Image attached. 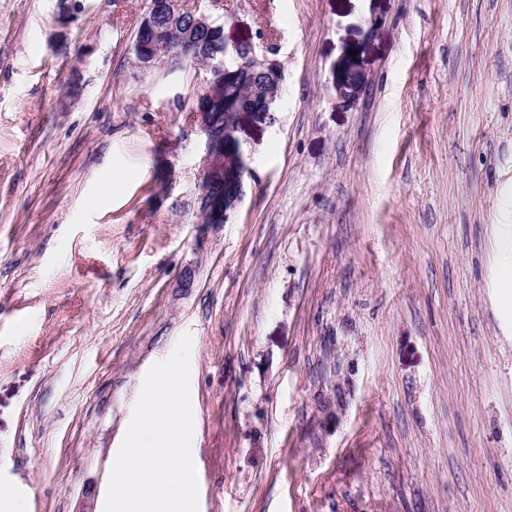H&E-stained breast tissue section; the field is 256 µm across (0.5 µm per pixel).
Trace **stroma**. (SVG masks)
Masks as SVG:
<instances>
[{"instance_id":"obj_1","label":"stroma","mask_w":512,"mask_h":512,"mask_svg":"<svg viewBox=\"0 0 512 512\" xmlns=\"http://www.w3.org/2000/svg\"><path fill=\"white\" fill-rule=\"evenodd\" d=\"M193 2L282 71L209 228L207 73L137 66L149 0H0V484L103 512L188 332L199 512H512V0ZM500 195L502 201L495 224L506 228L497 239V251L502 256L500 288L512 300V179L501 186Z\"/></svg>"}]
</instances>
